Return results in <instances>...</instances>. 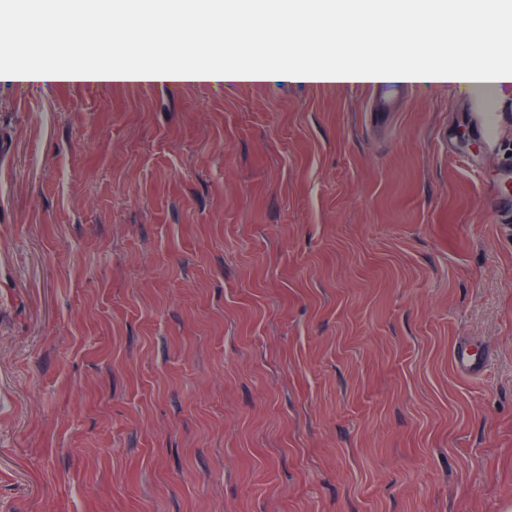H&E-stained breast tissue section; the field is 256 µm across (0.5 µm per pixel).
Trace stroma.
<instances>
[{"mask_svg":"<svg viewBox=\"0 0 512 512\" xmlns=\"http://www.w3.org/2000/svg\"><path fill=\"white\" fill-rule=\"evenodd\" d=\"M0 144V512H512V83L0 82ZM375 84L371 90L374 112H395L405 100L408 82L394 80ZM488 358L486 348L460 344L453 353V366L460 375L475 377L485 370Z\"/></svg>","mask_w":512,"mask_h":512,"instance_id":"1","label":"stroma"}]
</instances>
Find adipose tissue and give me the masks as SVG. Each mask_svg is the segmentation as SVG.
<instances>
[{
	"mask_svg": "<svg viewBox=\"0 0 512 512\" xmlns=\"http://www.w3.org/2000/svg\"><path fill=\"white\" fill-rule=\"evenodd\" d=\"M486 0H321L325 12H341L351 22V33L362 35L392 14L404 15L416 23V37H424L418 23L429 16L437 20L464 15L466 21L457 26L453 38L442 48V60H435L426 46L391 49L388 54L363 52L351 48L335 57L307 51L301 58L286 64L284 77L310 82L323 75L340 83L365 78H401L412 82H457L467 80L474 87H490L512 81V64L503 60L495 32L486 28L483 18ZM134 70L138 79L171 82L172 78L212 83H238L253 77L264 80L269 70L246 58L228 59L208 51H178L175 58L160 64L147 63L121 49L107 55L92 56L68 47L65 59L28 68L0 66V80L16 83H80L111 77Z\"/></svg>",
	"mask_w": 512,
	"mask_h": 512,
	"instance_id": "obj_1",
	"label": "adipose tissue"
}]
</instances>
